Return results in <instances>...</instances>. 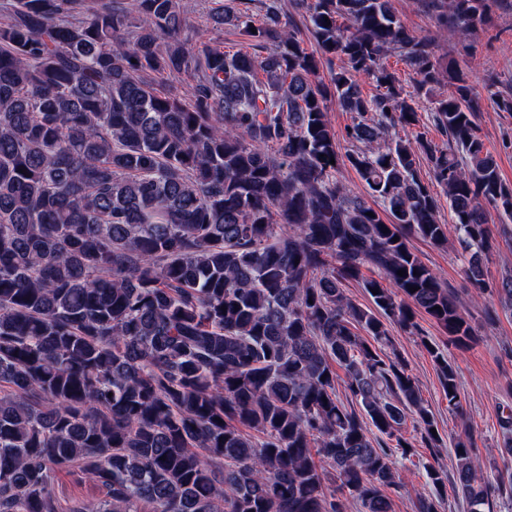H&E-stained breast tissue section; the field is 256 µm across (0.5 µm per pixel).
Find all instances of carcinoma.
Instances as JSON below:
<instances>
[{
	"instance_id": "carcinoma-1",
	"label": "carcinoma",
	"mask_w": 512,
	"mask_h": 512,
	"mask_svg": "<svg viewBox=\"0 0 512 512\" xmlns=\"http://www.w3.org/2000/svg\"><path fill=\"white\" fill-rule=\"evenodd\" d=\"M499 2L424 0L441 30L466 34L489 31ZM250 3L212 19L238 22L263 56L197 43L180 0L6 6L0 512H55L53 475L72 468L105 491L72 512H392L404 488L393 457L413 456L407 418L430 454L441 447L414 377L385 352L384 320L421 336L425 314L460 345L474 338L410 242L455 233L481 289L491 212L512 219L467 73L391 0H295L319 52L341 62L327 85L283 0H262L258 22ZM390 53L417 91L453 87L431 101L449 146L401 135L417 109ZM186 73L188 93L149 80ZM364 77L379 88L369 98ZM333 102L353 118L342 134ZM345 166L367 196L343 183ZM350 281L375 309L347 297ZM423 346L460 408L448 357ZM453 453L467 512L512 497L511 469L493 484L470 440Z\"/></svg>"
}]
</instances>
